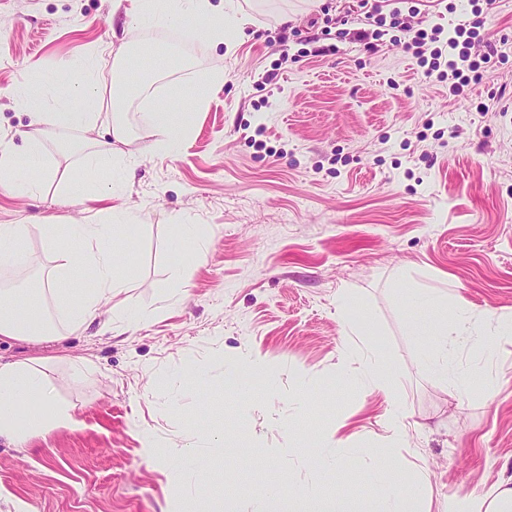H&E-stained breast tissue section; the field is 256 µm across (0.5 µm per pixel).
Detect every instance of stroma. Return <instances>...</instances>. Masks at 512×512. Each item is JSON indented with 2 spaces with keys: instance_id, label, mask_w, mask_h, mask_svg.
<instances>
[{
  "instance_id": "1",
  "label": "stroma",
  "mask_w": 512,
  "mask_h": 512,
  "mask_svg": "<svg viewBox=\"0 0 512 512\" xmlns=\"http://www.w3.org/2000/svg\"><path fill=\"white\" fill-rule=\"evenodd\" d=\"M236 2L253 23L229 51L189 17L122 28L128 0H0V134L15 149L32 127L14 89L53 100L63 68L104 71L122 42L141 54L124 104L129 179L110 193L77 172L88 141L109 138L102 115L92 134L49 140L55 169L36 194L0 187V224L28 225L34 253L42 224H129L115 250L135 281L128 304L149 314L107 336L0 341L1 359H45L74 418L21 447L0 441V512L18 500L33 512H181L187 496L262 512L274 491L282 510L311 494L377 512L396 485L418 512H441L512 478V337L459 346L471 381L458 399L420 367L431 338L413 325L431 313L412 300L438 291L478 319L512 317V0H496L484 26L504 55L458 95L425 77L401 28L381 26L371 51L356 41L357 0ZM471 18L469 0L418 16L445 39ZM213 58L224 84L199 109ZM158 103L191 126L174 159L146 150L143 116ZM181 224L200 225L204 255ZM375 354L395 373L370 390L355 379ZM253 358L271 380L230 378ZM396 407L411 425L401 440L385 426ZM220 431L223 446L207 450L201 433ZM189 442L206 462L184 467L180 486L170 460ZM320 445L356 458L354 478L312 469Z\"/></svg>"
}]
</instances>
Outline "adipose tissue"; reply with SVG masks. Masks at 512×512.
Returning <instances> with one entry per match:
<instances>
[{"mask_svg":"<svg viewBox=\"0 0 512 512\" xmlns=\"http://www.w3.org/2000/svg\"><path fill=\"white\" fill-rule=\"evenodd\" d=\"M222 7L211 0H131L124 23H148L168 27L190 15L207 37L233 49L245 37L250 20L242 16L234 0H222ZM67 94L47 111L41 90L23 91L19 103L31 117L37 129L27 136L22 151H15L11 142L0 138V185L23 183L26 191H38L53 172V160L46 149L51 131L86 129L98 118L103 104L101 87L89 79L67 83ZM121 96L112 102V139L92 144L82 153L79 173L94 184L111 187L114 176L127 158L123 150L130 140L126 114ZM156 138L151 152L178 156L190 131L189 123L175 113L156 108L145 114ZM125 230L121 224H74L68 234H61L59 225L40 227L44 256L52 267L42 285L30 298L24 310L14 306L15 291L0 289V337H23L32 341H54L61 328H79L98 324L106 334L135 320L136 315L125 304L122 295L131 288L130 278L118 275L119 267L114 244ZM28 227L24 224H0V266L29 267L34 258L26 249ZM84 267L93 278V290L72 295L61 288L73 266ZM427 328L436 341L423 365L437 367L440 375L448 374V359L457 337L477 336L481 330L467 307L461 306L452 314L436 317ZM449 375V374H448ZM38 400L42 409L32 414L26 424H19L15 410L19 403ZM67 406L58 404L55 387L38 359L0 361V438L14 444L25 443L30 437L53 430L60 422L69 420Z\"/></svg>","mask_w":512,"mask_h":512,"instance_id":"adipose-tissue-1","label":"adipose tissue"}]
</instances>
